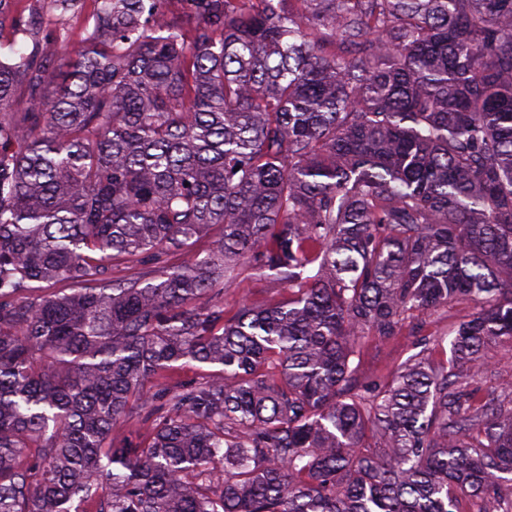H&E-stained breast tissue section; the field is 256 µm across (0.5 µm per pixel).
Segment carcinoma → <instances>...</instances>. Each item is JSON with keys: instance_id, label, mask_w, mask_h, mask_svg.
Listing matches in <instances>:
<instances>
[{"instance_id": "obj_1", "label": "carcinoma", "mask_w": 512, "mask_h": 512, "mask_svg": "<svg viewBox=\"0 0 512 512\" xmlns=\"http://www.w3.org/2000/svg\"><path fill=\"white\" fill-rule=\"evenodd\" d=\"M17 2L0 512H512V391L468 390L512 341V0H94L76 51L85 0ZM243 265L288 298L227 319ZM461 301L449 359L359 381ZM473 311V304L466 302L431 313L416 311L406 319L400 334L391 340L380 342L365 339L359 355L360 379L372 381L389 375L408 357L421 350L418 347L420 340L428 342L435 361H446L453 338L450 333L452 324Z\"/></svg>"}]
</instances>
